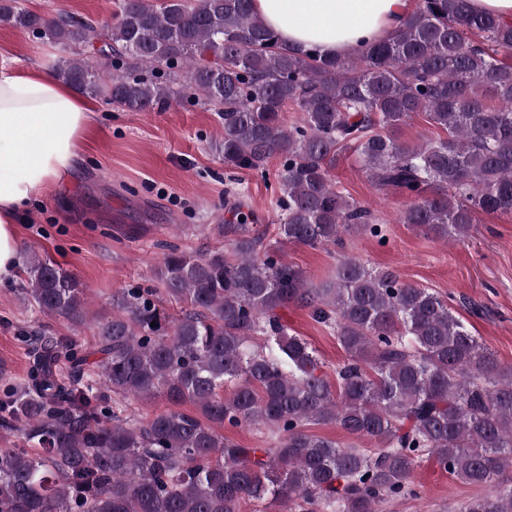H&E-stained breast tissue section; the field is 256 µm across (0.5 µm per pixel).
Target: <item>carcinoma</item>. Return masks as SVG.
<instances>
[{
    "label": "carcinoma",
    "mask_w": 512,
    "mask_h": 512,
    "mask_svg": "<svg viewBox=\"0 0 512 512\" xmlns=\"http://www.w3.org/2000/svg\"><path fill=\"white\" fill-rule=\"evenodd\" d=\"M0 24L59 46V79L109 106L212 104L228 168L280 158L282 208L278 240L219 224L226 245L173 246L153 269L156 287L112 294V317L95 324V364L72 336H30L27 382L0 397V428L21 442L0 448V512H241L266 499L281 512H380L416 494L425 458L492 487L455 512H512V366L449 301L394 271L345 257L316 288L283 260L285 244L381 235L331 178L349 149L379 191L411 200L400 222L434 239L469 236L479 211L512 215V63L502 61L512 21L470 0H418L390 39L323 58L282 45L252 0H119L103 28L0 0ZM290 108L298 121H286ZM420 112L445 136L399 141L393 131ZM23 293L39 314L87 323L85 289L35 251ZM290 306L336 335L346 354L336 381L289 332ZM154 396L170 408L126 414L129 399ZM187 401L200 413L178 409ZM333 422L375 448L307 431ZM240 428L272 443L245 448L224 435Z\"/></svg>",
    "instance_id": "carcinoma-1"
}]
</instances>
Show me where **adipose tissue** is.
Here are the masks:
<instances>
[{
	"label": "adipose tissue",
	"mask_w": 512,
	"mask_h": 512,
	"mask_svg": "<svg viewBox=\"0 0 512 512\" xmlns=\"http://www.w3.org/2000/svg\"><path fill=\"white\" fill-rule=\"evenodd\" d=\"M254 11L294 50L342 56L391 37L415 0H252ZM95 109L50 72L23 71L0 56V283L21 266L15 229L33 202L78 169Z\"/></svg>",
	"instance_id": "adipose-tissue-1"
}]
</instances>
